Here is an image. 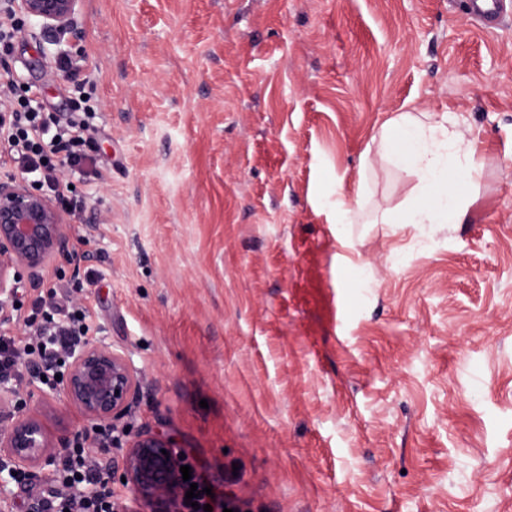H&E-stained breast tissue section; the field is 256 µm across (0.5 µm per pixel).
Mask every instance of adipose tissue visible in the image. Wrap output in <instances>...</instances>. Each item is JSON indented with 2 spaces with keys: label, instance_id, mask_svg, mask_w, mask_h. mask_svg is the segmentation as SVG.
<instances>
[{
  "label": "adipose tissue",
  "instance_id": "1",
  "mask_svg": "<svg viewBox=\"0 0 512 512\" xmlns=\"http://www.w3.org/2000/svg\"><path fill=\"white\" fill-rule=\"evenodd\" d=\"M385 163L415 179L417 200L400 210L366 212L367 178ZM480 168L474 142L455 117L446 114L434 122L429 113L411 106L387 115L359 157L354 192L337 186L331 208L340 224H426L440 231L465 221Z\"/></svg>",
  "mask_w": 512,
  "mask_h": 512
}]
</instances>
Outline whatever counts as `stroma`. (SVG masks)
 I'll list each match as a JSON object with an SVG mask.
<instances>
[{"label": "stroma", "mask_w": 512, "mask_h": 512, "mask_svg": "<svg viewBox=\"0 0 512 512\" xmlns=\"http://www.w3.org/2000/svg\"><path fill=\"white\" fill-rule=\"evenodd\" d=\"M14 22L0 75L44 117L90 105L98 169L63 171L76 255L18 277L16 345L49 289L82 306L141 377L120 440L163 431L247 512H512V7L83 0L72 46ZM409 103L470 130L466 222L335 223Z\"/></svg>", "instance_id": "obj_1"}]
</instances>
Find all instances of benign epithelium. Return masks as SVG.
I'll return each mask as SVG.
<instances>
[{"mask_svg":"<svg viewBox=\"0 0 512 512\" xmlns=\"http://www.w3.org/2000/svg\"><path fill=\"white\" fill-rule=\"evenodd\" d=\"M83 0H12L13 11L35 20L61 38L76 31ZM72 248V235L56 204L24 174L0 178V326L13 325L15 280L22 272L39 283L55 261ZM140 378L127 354L99 338H87L70 354L54 390L0 386V512H12L11 479L28 469L49 476L66 438L52 437L41 409L60 402L92 424L116 426L125 416ZM95 459L113 474L112 448L98 444ZM183 449L162 432L139 431L123 448L120 468L130 503L116 498V512H192L186 503L180 467Z\"/></svg>","mask_w":512,"mask_h":512,"instance_id":"obj_1","label":"benign epithelium"}]
</instances>
